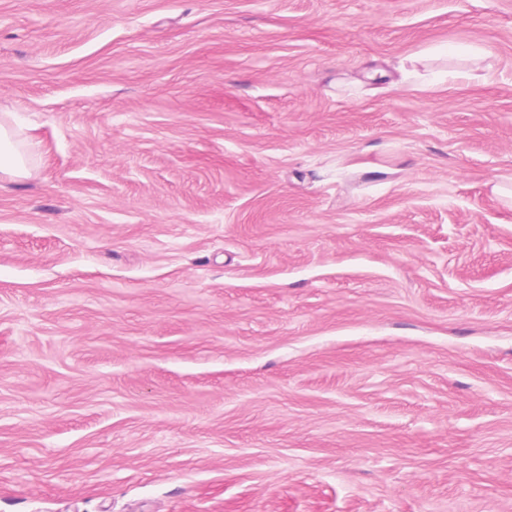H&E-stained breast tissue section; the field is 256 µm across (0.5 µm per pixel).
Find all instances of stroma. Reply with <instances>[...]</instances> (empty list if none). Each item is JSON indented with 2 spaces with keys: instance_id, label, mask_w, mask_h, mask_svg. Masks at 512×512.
Instances as JSON below:
<instances>
[{
  "instance_id": "1",
  "label": "stroma",
  "mask_w": 512,
  "mask_h": 512,
  "mask_svg": "<svg viewBox=\"0 0 512 512\" xmlns=\"http://www.w3.org/2000/svg\"><path fill=\"white\" fill-rule=\"evenodd\" d=\"M0 105V512H512V0H0ZM0 112V179L28 178L42 162V154L35 158L32 151L39 142L34 135L15 128L13 112L1 108Z\"/></svg>"
}]
</instances>
